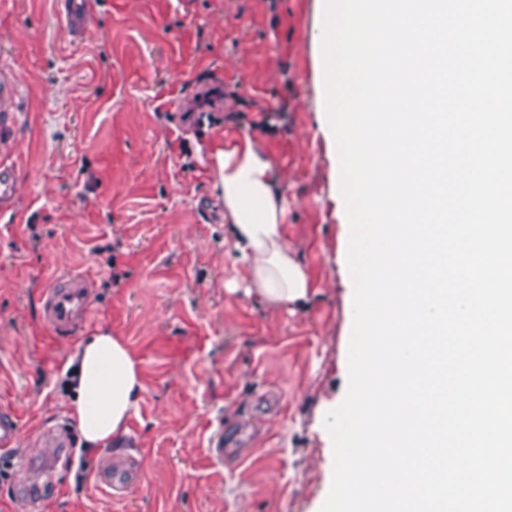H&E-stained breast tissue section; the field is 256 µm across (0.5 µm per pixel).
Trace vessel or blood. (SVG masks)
Here are the masks:
<instances>
[{"label": "vessel or blood", "mask_w": 512, "mask_h": 512, "mask_svg": "<svg viewBox=\"0 0 512 512\" xmlns=\"http://www.w3.org/2000/svg\"><path fill=\"white\" fill-rule=\"evenodd\" d=\"M59 14L63 27L73 37L84 36L92 27L88 0H59ZM15 209V181L10 163L0 159V211ZM93 282L83 273H65L56 277L40 293L41 317L55 339L68 340L78 335L88 318V298ZM20 431L18 415L0 408V448L10 449ZM45 448H71L75 439L64 423L45 428L39 437Z\"/></svg>", "instance_id": "b4317fda"}]
</instances>
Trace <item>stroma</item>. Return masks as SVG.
<instances>
[{
  "label": "stroma",
  "instance_id": "35a3bbf8",
  "mask_svg": "<svg viewBox=\"0 0 512 512\" xmlns=\"http://www.w3.org/2000/svg\"><path fill=\"white\" fill-rule=\"evenodd\" d=\"M54 0L0 9V58L16 79L11 148L22 223L0 215V402L21 432L0 483V512H320L329 492L326 413L343 400L353 322L349 225L319 129L325 102L324 0H93L73 42ZM185 34L206 71L170 57ZM175 86L178 115L153 99ZM249 132L285 193L288 245L309 282L303 306L277 310L246 292L247 266L224 238L196 144ZM95 286L83 334L123 337L144 391L132 445L87 452V475L57 468L60 493L34 488L49 463L42 424L69 420L65 365L75 341L39 320V294L63 271ZM224 436V458L209 445ZM123 468L121 496L98 474Z\"/></svg>",
  "mask_w": 512,
  "mask_h": 512
}]
</instances>
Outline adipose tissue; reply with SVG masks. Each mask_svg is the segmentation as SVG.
<instances>
[{"instance_id":"adipose-tissue-1","label":"adipose tissue","mask_w":512,"mask_h":512,"mask_svg":"<svg viewBox=\"0 0 512 512\" xmlns=\"http://www.w3.org/2000/svg\"><path fill=\"white\" fill-rule=\"evenodd\" d=\"M197 151L223 204L227 239L249 268L248 292L271 308L304 302L308 282L285 239L287 200L271 160L246 133ZM69 364V409L85 446H124L144 390L134 352L122 337L100 330L78 344Z\"/></svg>"}]
</instances>
